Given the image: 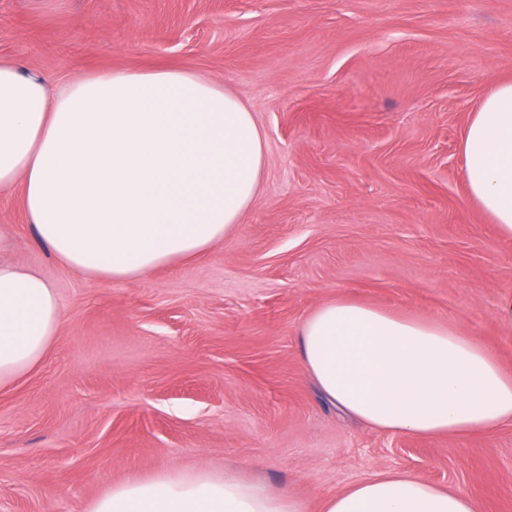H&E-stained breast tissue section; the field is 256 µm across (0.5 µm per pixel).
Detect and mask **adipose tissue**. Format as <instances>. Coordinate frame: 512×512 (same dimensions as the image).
<instances>
[{"mask_svg": "<svg viewBox=\"0 0 512 512\" xmlns=\"http://www.w3.org/2000/svg\"><path fill=\"white\" fill-rule=\"evenodd\" d=\"M469 196L512 239V81L497 83L462 137ZM266 142L216 82L168 69L114 70L48 90L0 60V195L18 193L37 239L68 270L132 281L223 241L258 197ZM62 320L38 270L0 264V391L44 359ZM317 391L378 432L419 436L512 426V372L459 328L329 300L298 329ZM89 512H307L231 475L132 479ZM320 512H481L469 493L406 472L324 499Z\"/></svg>", "mask_w": 512, "mask_h": 512, "instance_id": "adipose-tissue-1", "label": "adipose tissue"}]
</instances>
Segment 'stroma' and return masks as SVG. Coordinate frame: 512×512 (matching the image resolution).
Instances as JSON below:
<instances>
[{
	"label": "stroma",
	"mask_w": 512,
	"mask_h": 512,
	"mask_svg": "<svg viewBox=\"0 0 512 512\" xmlns=\"http://www.w3.org/2000/svg\"><path fill=\"white\" fill-rule=\"evenodd\" d=\"M0 60L49 84L176 69L236 95L266 139L258 198L201 257L127 282L63 268L19 198L7 260L62 306L40 368L0 394V512H88L159 472L235 473L308 512L408 472L512 512V427L374 432L316 392L300 323L346 297L456 326L512 370V240L470 200L462 136L512 80V0H0Z\"/></svg>",
	"instance_id": "stroma-1"
}]
</instances>
